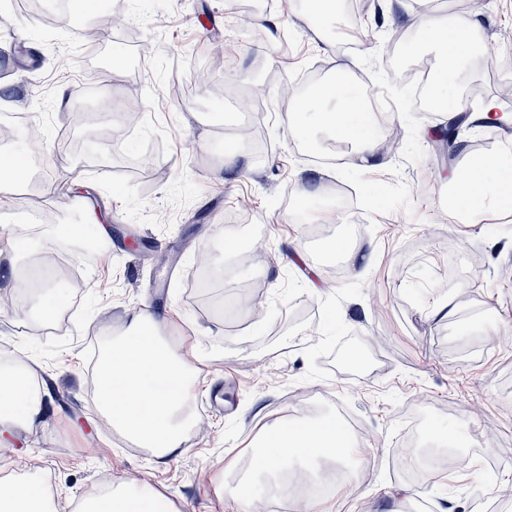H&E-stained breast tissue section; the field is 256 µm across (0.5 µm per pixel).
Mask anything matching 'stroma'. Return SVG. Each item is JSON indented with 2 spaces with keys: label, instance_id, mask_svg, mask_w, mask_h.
I'll list each match as a JSON object with an SVG mask.
<instances>
[{
  "label": "stroma",
  "instance_id": "obj_1",
  "mask_svg": "<svg viewBox=\"0 0 512 512\" xmlns=\"http://www.w3.org/2000/svg\"><path fill=\"white\" fill-rule=\"evenodd\" d=\"M243 2L123 0L138 35L155 47L149 60L111 21L90 45L79 26L0 6V90L22 87L21 108L43 133L39 161L53 174L40 201L9 189L16 202L0 208V235L22 239L20 265L69 258L84 281L80 302L62 308L65 329L16 317L33 301L22 289L13 308L0 310V355L28 357L48 393L44 420L0 445V475L39 476L56 512H75L81 498L122 481L164 495L177 512H232L217 476L239 468L270 424L304 418L315 404L319 417L342 407L355 424L343 467L357 477L326 496L328 512H512V346L502 341L512 327V221L494 209L482 224L441 220L473 141L494 142L512 158V120L462 129L453 158L438 156L447 112L413 109L387 65L397 55L440 70L441 56L422 43V0H397L403 14L354 29L341 9L314 22L307 0H268L256 12ZM466 15L479 25L456 90L477 114L497 84L512 83V0H475ZM401 23L410 37L391 46ZM209 41L235 53L215 75L223 101L205 86L176 94V83L191 78L196 46ZM320 65L344 67L353 89L390 101L403 137L377 165L320 164L298 149L274 79L293 82ZM133 81L144 120L133 139L109 144L97 130L116 119L112 107ZM258 83L266 87L256 129L263 148H247L244 170L231 174L220 160L236 143L234 129L209 125L201 112L220 104L249 122L235 102ZM78 97L88 108L79 125L68 120ZM336 185L361 197L360 240L354 260L331 278L313 235L339 232L346 220L324 204ZM244 200L252 221L229 222ZM49 207L55 224L36 223L35 212ZM90 211L102 221L87 224L83 241L49 250L56 224L84 222ZM297 214L304 222H294ZM221 226L235 235V252L217 244ZM105 227L112 245L104 251ZM202 257L224 273L223 287L203 300L189 288ZM242 281L259 282L262 300L239 302ZM443 301L450 315L437 313ZM146 304L167 316L174 346L199 352L194 423L165 463L107 427L90 389L88 337L122 336ZM416 411L425 435L455 436L453 461L434 462L417 482L391 464ZM486 430L497 445L477 451L472 438Z\"/></svg>",
  "mask_w": 512,
  "mask_h": 512
}]
</instances>
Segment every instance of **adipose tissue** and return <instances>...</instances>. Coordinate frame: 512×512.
<instances>
[{
  "instance_id": "1",
  "label": "adipose tissue",
  "mask_w": 512,
  "mask_h": 512,
  "mask_svg": "<svg viewBox=\"0 0 512 512\" xmlns=\"http://www.w3.org/2000/svg\"><path fill=\"white\" fill-rule=\"evenodd\" d=\"M474 21L430 18L421 25L427 44L443 59L434 85L437 100L451 114L465 112L467 104L455 93ZM296 112L294 133L301 139L328 135L346 144L342 162L369 167L378 154L377 140L367 128L363 95L346 86L325 83L315 91L291 99ZM458 198L473 224L485 222L488 207L512 206V162L493 158L474 175L457 181ZM163 318L151 308L136 311L123 336L103 363L98 400L102 412L142 447L161 459L176 455L184 427L191 421L193 365L176 354L159 334ZM166 389L158 402L140 405L138 396L151 392L157 381ZM46 413L42 391L32 382L22 358L0 363V441L19 429L31 427ZM353 446L347 429L336 419L283 420L272 425L258 443L253 461L255 476H276L282 467L300 459L315 463L328 458L341 461ZM0 512H53L49 494L37 478L0 481ZM80 512H163L156 493L118 483L86 499Z\"/></svg>"
}]
</instances>
